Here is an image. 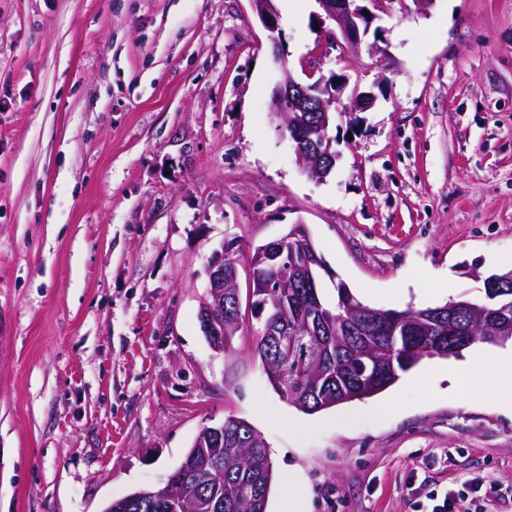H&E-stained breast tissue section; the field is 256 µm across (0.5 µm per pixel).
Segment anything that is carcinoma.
<instances>
[{"instance_id":"1","label":"carcinoma","mask_w":512,"mask_h":512,"mask_svg":"<svg viewBox=\"0 0 512 512\" xmlns=\"http://www.w3.org/2000/svg\"><path fill=\"white\" fill-rule=\"evenodd\" d=\"M485 296L483 305L491 314L512 320L511 286L487 287ZM455 304L452 319L447 314L432 318L426 315L427 307L402 311L377 308L369 315L360 312L366 304L342 282L336 283L333 305L323 298L316 277L311 281L297 279L289 288H273L260 318L262 327L283 319L298 326L302 316L318 310L325 315L314 333L302 329L299 333L307 346L323 345L326 374L315 382L308 367L293 358L276 367L277 379L269 382L299 410L317 413L382 392L426 357L452 356L451 326L459 331L476 327L483 342L497 343L496 320L472 315L461 300ZM207 452L222 464V476L204 469L192 447L170 479L185 491L211 500L213 512H267L273 465L261 434L247 421L229 416L224 418L223 444ZM173 505L174 498L157 495L152 506L141 507L125 496L112 501V512H180Z\"/></svg>"}]
</instances>
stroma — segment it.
I'll return each instance as SVG.
<instances>
[{
  "instance_id": "35a3bbf8",
  "label": "stroma",
  "mask_w": 512,
  "mask_h": 512,
  "mask_svg": "<svg viewBox=\"0 0 512 512\" xmlns=\"http://www.w3.org/2000/svg\"><path fill=\"white\" fill-rule=\"evenodd\" d=\"M275 7L282 67L248 0H0V512H103L162 487L228 416L268 443L267 512L512 487V413L449 394L448 359L308 414L270 385L259 320L219 356L198 319L224 240L243 260L299 222L325 293L482 301L512 270V0H370L365 41L391 71L321 41L315 0ZM312 51L377 95L337 117L322 182L271 110Z\"/></svg>"
}]
</instances>
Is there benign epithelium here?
Masks as SVG:
<instances>
[{"mask_svg":"<svg viewBox=\"0 0 512 512\" xmlns=\"http://www.w3.org/2000/svg\"><path fill=\"white\" fill-rule=\"evenodd\" d=\"M254 14L269 32L272 54L275 60L285 57V48L280 38L279 19L273 0H249ZM321 13L317 20L322 31L337 42L344 40L350 53L356 55L364 43V36L370 27V16L362 14L366 6L363 0H316ZM306 82L297 81L290 71H283L282 77L272 89V110L282 118L277 131L289 139L294 146L297 159L303 172L315 180H323L336 166L338 154L333 147L334 138L329 130L336 121V113L353 115L367 112L377 101L371 90L361 89L355 83L349 102L342 101L344 90L349 84L346 75L332 74L328 77L316 76L314 65L305 70ZM305 245L296 229H291L281 239L255 247L254 265L256 269L248 274V302H256L254 311L266 306L269 288L276 281L296 277L300 272L312 275V266L322 265L314 248H307L308 260L300 268L288 263L287 246ZM234 245L226 242L213 251L207 266V295L200 306V316L204 335L212 337L210 346L218 354H224V307L238 306V270L235 266L224 265V256L232 253ZM288 328L279 325L266 330L268 344L277 349V357L288 354V345L283 337ZM224 428L205 426L199 432L196 446L210 448L220 441Z\"/></svg>","mask_w":512,"mask_h":512,"instance_id":"1","label":"benign epithelium"}]
</instances>
